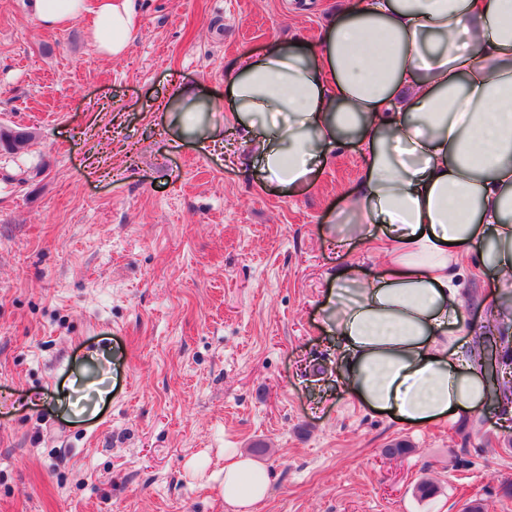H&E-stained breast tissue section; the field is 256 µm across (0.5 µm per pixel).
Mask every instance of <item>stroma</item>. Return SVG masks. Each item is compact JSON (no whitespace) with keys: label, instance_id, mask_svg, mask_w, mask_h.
<instances>
[{"label":"stroma","instance_id":"35a3bbf8","mask_svg":"<svg viewBox=\"0 0 512 512\" xmlns=\"http://www.w3.org/2000/svg\"><path fill=\"white\" fill-rule=\"evenodd\" d=\"M351 2L139 0L115 61L89 19L48 29L0 0V126L33 133L0 153V512H235L224 451L257 443L252 512H512L494 411L410 426L336 378L335 273L382 263L377 243L332 241L363 146L289 195L160 109L177 84L224 97L245 56L316 44ZM458 286L482 323L495 279L469 262ZM398 439L410 452L384 459Z\"/></svg>","mask_w":512,"mask_h":512}]
</instances>
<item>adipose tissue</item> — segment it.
<instances>
[{
    "instance_id": "obj_1",
    "label": "adipose tissue",
    "mask_w": 512,
    "mask_h": 512,
    "mask_svg": "<svg viewBox=\"0 0 512 512\" xmlns=\"http://www.w3.org/2000/svg\"><path fill=\"white\" fill-rule=\"evenodd\" d=\"M52 28L92 14L91 37L122 58L140 26L136 0H28ZM215 97L181 85L164 104L171 127L200 147L239 133L264 183L306 186L351 139L366 163L346 206L347 237L388 243L384 270L336 273L324 319L336 374L362 405L410 425L481 412L478 327H465L456 282L476 254L498 286L486 309L512 331V0H357L316 47L277 41L227 79L223 127L205 122ZM224 500L248 512L269 478L224 451Z\"/></svg>"
}]
</instances>
